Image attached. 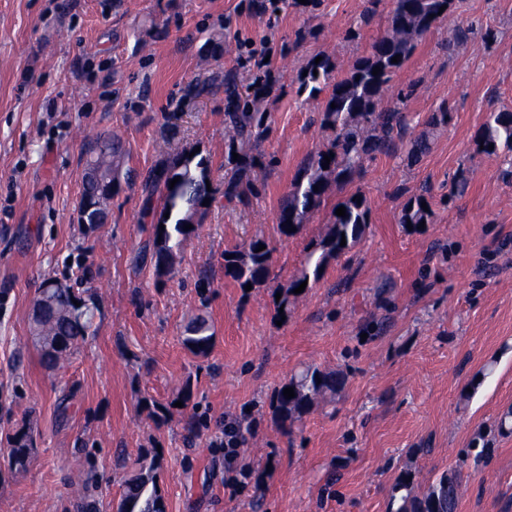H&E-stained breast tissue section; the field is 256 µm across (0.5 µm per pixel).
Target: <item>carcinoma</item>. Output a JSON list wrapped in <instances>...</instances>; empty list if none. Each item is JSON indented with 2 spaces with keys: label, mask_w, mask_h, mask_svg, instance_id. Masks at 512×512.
Returning <instances> with one entry per match:
<instances>
[{
  "label": "carcinoma",
  "mask_w": 512,
  "mask_h": 512,
  "mask_svg": "<svg viewBox=\"0 0 512 512\" xmlns=\"http://www.w3.org/2000/svg\"><path fill=\"white\" fill-rule=\"evenodd\" d=\"M393 9L389 30L377 38L368 55L356 59L347 75L335 78L336 63L324 56L320 62L310 61L307 76L300 81V89L309 91L310 96L328 92L322 108V125L334 132L329 146L317 152L299 169L291 189L280 205V230L289 233L291 227H300L304 217L317 209L331 181L338 183L348 179L360 166L366 156L391 155L404 143L406 124L403 106L413 94L408 86L397 91L396 101L386 109H378L383 94L390 89V82L413 54L417 41L437 25L443 23L453 11L455 0H392ZM445 10H440V7ZM399 62H392L393 57ZM380 68L376 75L373 68ZM269 95V82H254L244 85L234 75H224L225 112L224 123L229 130L225 144L224 165L230 167V177L224 179V199L231 203L242 202L259 195V188L247 178V172L255 167H269L275 158L253 153L255 144L269 131L270 113L262 110L263 100ZM483 152L496 153L500 149L512 151V112H491L476 135ZM98 150L95 160L101 163L105 172L112 177L102 185L82 186L80 204L88 206L96 202H108L121 183V169L109 166V160L122 154L118 137L108 135L96 141ZM239 159H234L233 154ZM334 154L328 168L324 156ZM178 179L175 185L170 181ZM209 179L208 160L189 157L180 152L166 159L145 179L143 191L147 198L160 194L162 209L158 223L154 225V242L151 262L157 278L169 275L173 269L174 254L183 240L191 234L184 225L197 226L207 207L203 201L212 199L207 190ZM319 190H314V187ZM430 190L421 189V194L409 199L403 206L399 223H430L433 211L424 210L421 203L426 201ZM353 195L337 203L346 208V216L331 214L330 227L309 252L301 274L284 285L277 286L281 298L276 307L288 312V296L304 281L319 280L321 271L329 259L339 255L345 248L355 245L368 224V211ZM165 229H160V225ZM346 246H341V239ZM262 239H255L244 250L235 249L224 253V277L236 282L239 287L248 284L257 287L271 279L272 249L257 251ZM96 305L87 290L68 285L54 290V301L41 312V330L37 342L41 347V362L54 370L69 359L70 355L84 340L91 327ZM214 336L206 316H194L185 327L182 343L198 356L207 355ZM339 385L336 375L324 374L307 369L293 378L285 387L293 388L295 397L288 399L283 389L273 395L275 408L282 423L306 412L314 398L325 390H335ZM12 463L21 469L30 458V445L25 435L17 434L10 441ZM158 464L151 462L147 467L131 475L124 483L119 508L129 512H164L162 496L158 489ZM461 474L452 468L440 475L424 494L404 496L398 512H457L461 488Z\"/></svg>",
  "instance_id": "carcinoma-1"
}]
</instances>
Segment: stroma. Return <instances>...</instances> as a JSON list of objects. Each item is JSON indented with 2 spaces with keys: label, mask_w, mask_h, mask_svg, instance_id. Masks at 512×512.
<instances>
[{
  "label": "stroma",
  "mask_w": 512,
  "mask_h": 512,
  "mask_svg": "<svg viewBox=\"0 0 512 512\" xmlns=\"http://www.w3.org/2000/svg\"><path fill=\"white\" fill-rule=\"evenodd\" d=\"M390 10V0H281L263 13L250 0H0V512H77L87 471L98 512H113L145 459L160 463L165 512H397L451 468L457 512H512V428L498 427L512 417V152L485 154L475 139L488 112L512 110V0H456L395 75L413 88L408 136L426 137V154L366 159L297 233L278 228L281 198L332 137L297 76L321 53L344 77L387 32ZM455 26L471 31L458 49ZM227 73L274 81L259 150L276 163L252 171L262 190L245 204L223 194L224 92H191ZM444 106L447 123L432 125ZM100 134L120 136L129 177L108 223L90 229L80 172ZM189 149L209 158L216 194L159 283L161 205L141 182ZM461 176L469 187L452 195ZM425 185L434 215L408 229L398 214ZM354 193L368 211L362 240L289 296L284 321L274 288L225 278V251L255 238L272 250L276 281L294 278ZM84 267L95 333L45 369L30 336L38 290L48 277L75 284ZM203 271L210 287L197 285ZM201 312L215 331L204 357L181 341ZM308 368L341 384L284 429L273 393ZM185 385L191 396L175 407ZM230 422L243 434L232 461ZM19 431L31 444L21 470L5 441Z\"/></svg>",
  "instance_id": "1"
}]
</instances>
